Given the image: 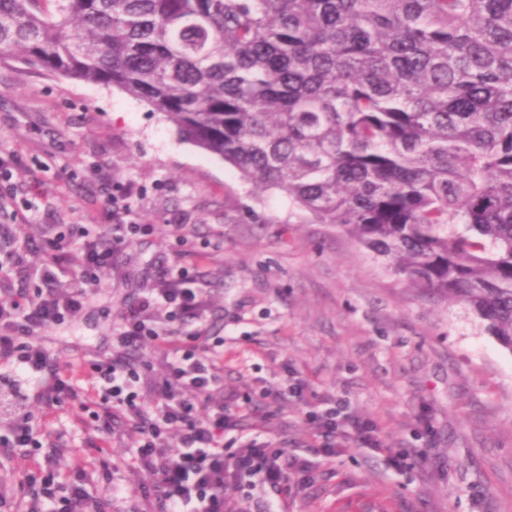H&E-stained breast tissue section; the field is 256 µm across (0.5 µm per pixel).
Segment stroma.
<instances>
[{
    "label": "stroma",
    "instance_id": "obj_1",
    "mask_svg": "<svg viewBox=\"0 0 512 512\" xmlns=\"http://www.w3.org/2000/svg\"><path fill=\"white\" fill-rule=\"evenodd\" d=\"M0 145L19 158L16 183L52 163L48 205L19 238L40 244L43 224L155 227L113 257L74 322L48 331L62 359L110 351L113 322L164 266L197 267L211 333L224 339V402H259L224 441L250 435L296 459L283 512H349L362 495L388 512H512V352L465 305L408 288L335 225L289 217L280 193L253 195L115 87L0 62ZM107 182L133 187V216L106 205ZM289 367L303 398L288 391ZM336 397L376 423L384 454L313 453L305 417ZM133 438L114 424L112 512H138L134 493L151 479L123 460Z\"/></svg>",
    "mask_w": 512,
    "mask_h": 512
}]
</instances>
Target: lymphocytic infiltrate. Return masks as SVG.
Segmentation results:
<instances>
[{
  "label": "lymphocytic infiltrate",
  "mask_w": 512,
  "mask_h": 512,
  "mask_svg": "<svg viewBox=\"0 0 512 512\" xmlns=\"http://www.w3.org/2000/svg\"><path fill=\"white\" fill-rule=\"evenodd\" d=\"M15 154L0 147V368L40 383L36 403L53 412L71 403L101 397L103 424L90 437L100 463L112 456L113 421L135 431L130 451L133 464L153 475L139 490L150 512H245L227 499V486L246 485L292 496L285 449L255 438L227 448L224 434L239 419L224 404L223 340L212 339L205 324L201 278L183 266L165 270L158 287L128 306L112 327V352L90 363V381L80 387L82 373L64 362L43 337L48 330L71 322L87 306L100 282L98 272L112 256L150 224H116L108 241H84V231L72 226L47 236L38 270L43 286L29 292L28 245L16 233L17 223L30 222L44 198L42 181L32 177L25 188L13 182ZM79 245L78 272L67 276L72 245ZM153 345L165 355L164 374L155 386L153 402H145L141 375L133 354ZM322 452L335 455L349 447L372 453L384 451L374 424L352 415L345 400L327 401L311 418ZM58 436L47 423L21 414L7 432L1 448H53ZM25 512H112V501L89 492L92 472L78 463L67 475L49 465H35Z\"/></svg>",
  "instance_id": "1"
}]
</instances>
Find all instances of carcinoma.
Segmentation results:
<instances>
[{"mask_svg":"<svg viewBox=\"0 0 512 512\" xmlns=\"http://www.w3.org/2000/svg\"><path fill=\"white\" fill-rule=\"evenodd\" d=\"M116 87L512 352V0H0V61Z\"/></svg>","mask_w":512,"mask_h":512,"instance_id":"cac0c4a2","label":"carcinoma"}]
</instances>
